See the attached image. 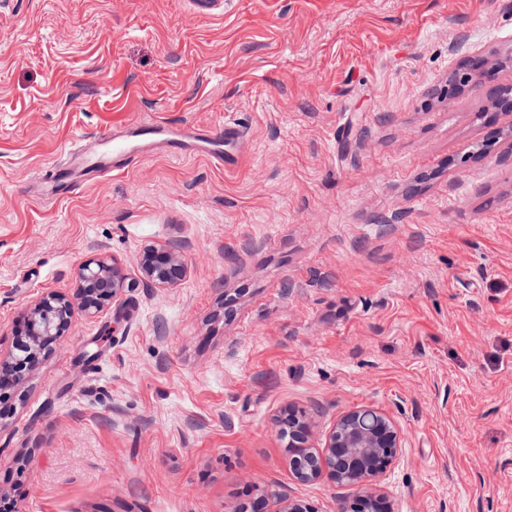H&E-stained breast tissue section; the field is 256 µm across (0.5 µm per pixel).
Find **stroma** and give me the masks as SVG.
Instances as JSON below:
<instances>
[{"label": "stroma", "instance_id": "35a3bbf8", "mask_svg": "<svg viewBox=\"0 0 512 512\" xmlns=\"http://www.w3.org/2000/svg\"><path fill=\"white\" fill-rule=\"evenodd\" d=\"M486 74L462 87L461 63ZM512 0H0V357L102 255L128 286L0 399L13 512H236L314 442L390 414L394 512H512ZM235 123L239 165L153 151L47 198L87 145ZM178 248L150 284L144 250ZM141 268L147 280L158 286L174 285L184 274V266L173 247L146 249Z\"/></svg>", "mask_w": 512, "mask_h": 512}]
</instances>
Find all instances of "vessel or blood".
Wrapping results in <instances>:
<instances>
[{"label":"vessel or blood","instance_id":"obj_1","mask_svg":"<svg viewBox=\"0 0 512 512\" xmlns=\"http://www.w3.org/2000/svg\"><path fill=\"white\" fill-rule=\"evenodd\" d=\"M138 143L127 149L114 145L112 153L88 154L85 147L69 145L66 153L69 158L81 161L85 173L95 178L106 177L118 164H123L144 155L156 148H179L182 150L204 151L213 161L224 169L235 168L239 163L236 144L240 137L237 126L225 125L223 131L211 134L200 131L194 126L173 129L166 123L156 121L138 127Z\"/></svg>","mask_w":512,"mask_h":512}]
</instances>
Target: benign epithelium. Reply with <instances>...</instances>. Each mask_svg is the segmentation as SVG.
Returning <instances> with one entry per match:
<instances>
[{"instance_id": "benign-epithelium-1", "label": "benign epithelium", "mask_w": 512, "mask_h": 512, "mask_svg": "<svg viewBox=\"0 0 512 512\" xmlns=\"http://www.w3.org/2000/svg\"><path fill=\"white\" fill-rule=\"evenodd\" d=\"M141 268L147 280L171 286L184 274L172 247H152L143 252ZM79 307L100 310L126 288V274L117 261L102 257L83 262L75 273ZM74 314V303L64 294L47 292L27 311L16 330L10 359L0 361V387L4 378L18 381L64 336ZM279 434L288 438L289 465L300 482L325 478L338 486L353 487L339 512H393L378 487L403 448L404 434L387 413L371 407L354 408L336 419L322 443H311V420L290 410L280 420Z\"/></svg>"}]
</instances>
